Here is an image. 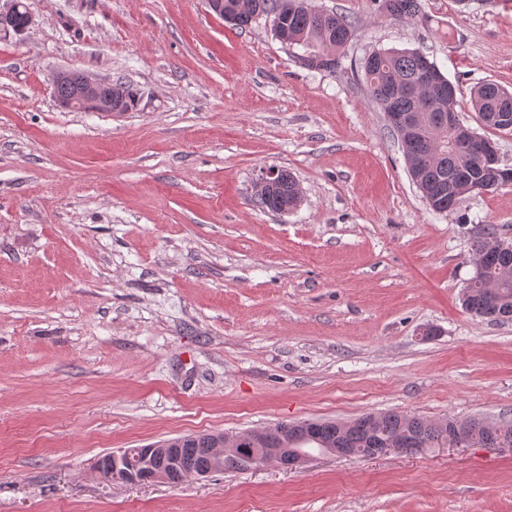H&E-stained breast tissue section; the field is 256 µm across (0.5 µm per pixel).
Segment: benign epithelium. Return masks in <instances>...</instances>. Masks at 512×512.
Masks as SVG:
<instances>
[{"label": "benign epithelium", "instance_id": "benign-epithelium-1", "mask_svg": "<svg viewBox=\"0 0 512 512\" xmlns=\"http://www.w3.org/2000/svg\"><path fill=\"white\" fill-rule=\"evenodd\" d=\"M8 8L0 10V31L13 30L18 34L27 32L33 25V16L25 0H7ZM107 82L93 79L86 74L79 77L73 94L68 98L59 99L62 107L84 111L104 112L110 114L117 111L115 104L123 98L121 89L112 93L106 92ZM388 124L393 128L406 129L416 127L417 120L405 112L393 110L385 113ZM455 149L464 155L485 158L498 155L496 145L492 141L478 139H460L455 142ZM255 195L258 199L271 200L278 197L282 202L278 213L288 214V173L281 167L264 169L255 183ZM247 438L240 435L208 433L202 439L206 445L209 463L195 470L184 468L182 448L176 440H170L144 448H124L111 453L112 464L108 468L94 466L95 472L104 480L121 481L126 484L143 482H160L165 484H181L189 479L206 477L226 469L247 471L263 467L275 462L282 467L302 465L314 458L322 456L345 457L347 453L338 448L321 450H305L302 448H259L249 454L244 452L243 444Z\"/></svg>", "mask_w": 512, "mask_h": 512}]
</instances>
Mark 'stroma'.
<instances>
[{
    "label": "stroma",
    "instance_id": "1",
    "mask_svg": "<svg viewBox=\"0 0 512 512\" xmlns=\"http://www.w3.org/2000/svg\"><path fill=\"white\" fill-rule=\"evenodd\" d=\"M311 0L358 23L336 72L269 17L205 0H28L0 32V512H512V449L270 464L172 486L106 482V453L187 434L388 411L512 426V320L462 291L512 184L433 212L358 68L418 49L458 87L512 90V0ZM447 38L433 40L432 29ZM79 70L133 110L61 107ZM302 189L254 196L263 168ZM7 2L9 6L6 11L0 8V31L12 29L18 34L27 32L34 23L28 4L23 0ZM380 10L395 20L403 21L419 14L420 3L419 0H380Z\"/></svg>",
    "mask_w": 512,
    "mask_h": 512
}]
</instances>
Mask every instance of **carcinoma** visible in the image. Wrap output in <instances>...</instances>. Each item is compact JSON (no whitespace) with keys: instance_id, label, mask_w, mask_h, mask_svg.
I'll list each match as a JSON object with an SVG mask.
<instances>
[{"instance_id":"cac0c4a2","label":"carcinoma","mask_w":512,"mask_h":512,"mask_svg":"<svg viewBox=\"0 0 512 512\" xmlns=\"http://www.w3.org/2000/svg\"><path fill=\"white\" fill-rule=\"evenodd\" d=\"M380 10L403 21L417 16L419 0H380ZM224 21L237 29H246L261 16L278 22L275 37L288 46L304 49L302 59L312 69L336 72L341 66L357 22L333 10L317 9L309 0H223L218 12ZM365 87L372 101L383 112L398 109L420 114L428 130L423 135L395 131L409 167L415 172L414 159L425 163L423 197H431L444 210L454 209L465 196L474 192H494L512 183V168L484 164L459 154L452 142L466 135L459 129L434 133L437 115L458 106L448 97V79L435 62L418 49H375L360 62ZM471 110L478 117H488L487 129L512 132V120L503 124L494 119L500 113L512 115V92L492 83L477 85L470 98ZM497 240L493 226L475 241V258L482 262V274L471 278V294L464 308L471 314L490 320L512 317V251H484L485 244ZM380 424L368 427L367 416L347 429L339 422L294 423L288 432V444L294 448H356L366 452L396 438L414 448L420 440L439 433L437 423L401 413L379 415ZM448 427L458 429L472 440L496 445L503 431L512 434L511 426L484 419L450 420Z\"/></svg>"}]
</instances>
